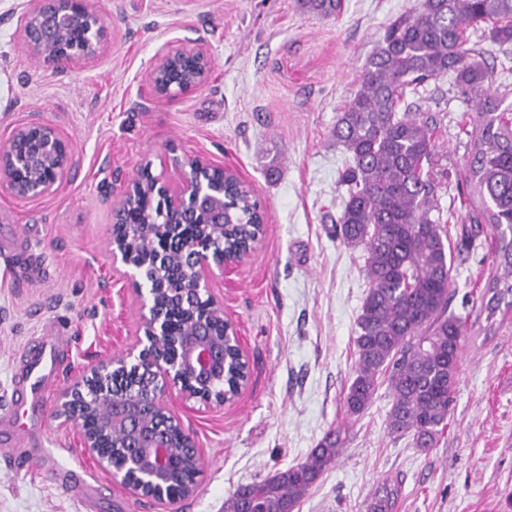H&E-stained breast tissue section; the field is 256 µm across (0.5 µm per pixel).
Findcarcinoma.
I'll return each mask as SVG.
<instances>
[{
	"instance_id": "cac0c4a2",
	"label": "carcinoma",
	"mask_w": 512,
	"mask_h": 512,
	"mask_svg": "<svg viewBox=\"0 0 512 512\" xmlns=\"http://www.w3.org/2000/svg\"><path fill=\"white\" fill-rule=\"evenodd\" d=\"M321 17L338 14L342 0H299ZM486 26L489 38L512 44V0H419L385 30L367 60L358 91L336 120L332 136L348 157L339 178L347 199L336 239L365 251L369 284L354 338V378L345 396L349 415L368 408L382 384L392 397L389 433L415 447H434L448 426L455 400L466 319L449 310L452 255L444 233L441 192L448 167L436 155L438 115L420 111L407 93L449 75L461 94L476 99L462 179L466 224H488L501 273L481 296L486 320L500 305L512 309V108L508 85L497 81L470 30ZM134 222L161 224V199L141 193L130 203ZM262 212L251 189L224 174V254L245 250L260 231ZM156 253L154 229H141L138 259ZM173 331L191 329V315L172 305ZM224 391L241 380L234 348H227ZM342 452L341 430L328 433L307 459L264 479L239 486L224 512H294ZM400 494L386 481L369 512H394Z\"/></svg>"
}]
</instances>
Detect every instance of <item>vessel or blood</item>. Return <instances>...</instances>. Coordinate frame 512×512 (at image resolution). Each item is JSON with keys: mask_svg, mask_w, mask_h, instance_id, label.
Listing matches in <instances>:
<instances>
[{"mask_svg": "<svg viewBox=\"0 0 512 512\" xmlns=\"http://www.w3.org/2000/svg\"><path fill=\"white\" fill-rule=\"evenodd\" d=\"M72 342L67 325L51 320L43 325L41 335L29 339L19 352V370L12 382L10 404L22 411L28 422L21 427L15 419L0 415V447L12 449L15 459L24 461L41 456L44 398L55 382L58 360L69 351ZM63 481L78 495L83 512H95L97 485L87 482L77 471L65 475Z\"/></svg>", "mask_w": 512, "mask_h": 512, "instance_id": "1", "label": "vessel or blood"}]
</instances>
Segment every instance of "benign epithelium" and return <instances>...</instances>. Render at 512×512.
Here are the masks:
<instances>
[{
  "instance_id": "7a95c632",
  "label": "benign epithelium",
  "mask_w": 512,
  "mask_h": 512,
  "mask_svg": "<svg viewBox=\"0 0 512 512\" xmlns=\"http://www.w3.org/2000/svg\"><path fill=\"white\" fill-rule=\"evenodd\" d=\"M30 52L53 66L78 65L96 56L106 40L103 18L90 6V0H29L20 29ZM184 58L197 63L195 74L185 80L178 92L190 93L208 80L211 55L202 43L161 46L155 62L143 76L148 94L158 100L175 92L160 83L162 73ZM184 170V182L172 191L174 204L167 225L198 224L206 232L197 236L191 247L189 265L168 291L188 295L201 306L193 312L194 327L188 336H171L170 314L159 301V289L146 281L142 269L128 260L126 241L115 236L109 242L112 263L130 267L128 277L142 300L138 337L128 350L97 360L65 387L56 402L52 417L72 423L80 430L83 451L112 481L131 495L148 498L160 508L172 499L168 488L180 483L184 497L198 491V478L188 479L175 457L200 460L201 451L193 437L180 429L179 449H174L170 426L181 425L171 407L178 398L222 407L235 400L224 395V338L239 343L233 323L224 317V303L211 291L216 272L240 263L245 255L224 257L215 253L213 240L224 230V210L213 204L223 199V189L201 180L203 170H222L224 166L200 156L175 159ZM74 163L70 142L47 123L33 120L16 127L0 149V193L23 199L52 195L58 191ZM132 368L147 383L139 394H116L112 374ZM116 435L122 437L125 462L115 465L112 446L105 444Z\"/></svg>"
}]
</instances>
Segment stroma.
Here are the masks:
<instances>
[{
  "label": "stroma",
  "instance_id": "1",
  "mask_svg": "<svg viewBox=\"0 0 512 512\" xmlns=\"http://www.w3.org/2000/svg\"><path fill=\"white\" fill-rule=\"evenodd\" d=\"M415 2L343 0L340 16L321 19L297 0H91L108 26L99 55L53 67L21 40L27 0H0V146L14 128L39 120L64 134L75 157L55 194L0 195V225L18 226L39 268L21 288L0 263V411L8 407L13 358L43 321L73 332L47 396L50 410L91 361L136 341L141 300L110 257L112 205L141 165L173 188L180 182L173 158L199 155L251 188L265 223L246 259L211 284L250 377L221 408L174 402L202 449V474L196 495L171 512H224L238 485L304 461L336 428L342 453L296 512H367L387 480L401 486L394 512H512V312L485 334L478 299L496 270L492 234L489 226L463 223L466 202L456 187L441 200L451 216V308L470 334L447 428L422 452L410 438L389 434L387 387L359 415L344 406L368 283L362 249L331 234L346 159L331 132L385 28ZM167 41L204 43L209 78L190 94L141 100V79ZM421 94L422 108L441 118L440 153L463 169L474 101L446 76ZM43 451L58 468L103 488L98 512H156L81 452L73 425L47 418ZM0 512L81 506L53 474L0 466Z\"/></svg>",
  "mask_w": 512,
  "mask_h": 512
}]
</instances>
